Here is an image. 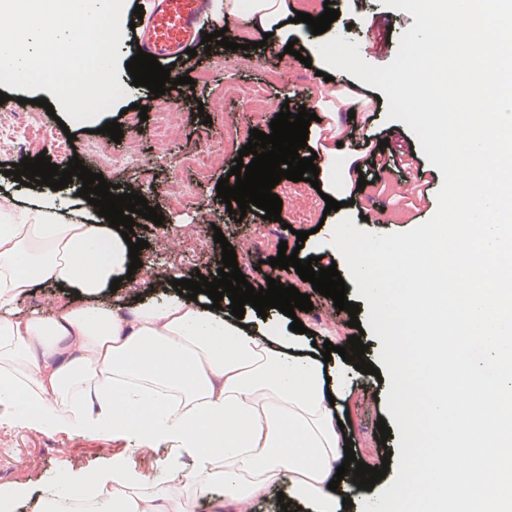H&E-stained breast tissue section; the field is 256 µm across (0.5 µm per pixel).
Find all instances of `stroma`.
I'll list each match as a JSON object with an SVG mask.
<instances>
[{
  "mask_svg": "<svg viewBox=\"0 0 512 512\" xmlns=\"http://www.w3.org/2000/svg\"><path fill=\"white\" fill-rule=\"evenodd\" d=\"M330 6L339 10L340 16L323 35L312 34L308 25L300 22L289 24L287 36L267 38L262 31L246 22L234 21L229 25L227 35L230 41L239 43V50H227L215 44L210 51H197L195 70L207 73L208 80L203 85L195 84L193 90L177 98L169 93L157 97L145 87L133 86L127 70H120L118 80L126 90L125 97L97 119L82 124L72 122L64 129L51 116H44L43 123L49 137L43 149L46 156L52 158L56 155V143L68 142L70 151L77 153L84 166L92 172L102 173L109 183L121 185L123 190L143 195L149 206L163 214L162 225L157 226L146 220L136 228L135 233L137 238L149 243L143 251L144 256L154 266L169 269L178 278L192 279L199 274L213 278L221 266L222 249L214 241L211 225L199 223L200 208L221 213L223 225L241 224L247 232L244 239L247 249L244 257L239 259L238 266L248 282L259 288L272 278L309 295L313 309L299 315L300 321L308 329L303 337L304 342L321 345L329 341L333 345L343 346L354 333L353 328L347 325V312L335 308L332 299L315 292L311 283L302 281L295 271L268 265V258L277 256V248L257 250L253 247L260 231H269L274 233L276 240L286 241L288 248L297 249L299 259L305 260L314 255L320 257L322 266H330L333 257L323 232L309 235L307 240L301 242L283 227L297 209L323 214L326 203L317 190L306 187L300 207H285L282 220L278 223L263 219L261 209L254 206L247 209L242 218L228 214L226 204L216 192L219 179L226 177L234 166L238 151L246 145L251 129L269 132L270 123L281 108H289L295 114L300 106L311 105L313 96L328 94L330 85L320 75L325 65L315 51L319 43L328 37L343 36L348 42L362 45L361 56L367 63L385 66L394 60L397 54L395 45L400 36L414 23L412 15L387 7L381 0H330ZM376 14L388 16L393 21L388 33L392 47L381 56L365 48L368 21ZM291 39L300 47L302 57H309V64H302L301 57L291 60L289 67H282L279 55ZM229 84L240 88L238 98L226 97L224 88ZM257 85L266 87L267 97L272 102L271 109L252 110L248 91ZM356 89L359 97L367 101L368 111L352 116L347 110H339L336 113L337 124L346 132L350 131L352 124L362 126L372 141L379 143L378 157L382 160L388 159L391 153L390 148L384 147V140L395 132L403 134L417 166L410 171L394 167L383 172L378 185L354 192V204L347 207L346 212L353 216L357 228L376 234L409 231L429 220L436 209L442 174L429 163L417 138L405 123L387 121V104L380 99V89L362 82L357 84ZM135 103L147 107L152 113L170 112L178 126L175 141L164 148L158 146L153 137L152 123L148 120L140 122L133 137L122 138L118 143L111 140L109 135L100 134V127L107 121L114 119L120 125H127L129 118L124 111ZM206 114L211 117L207 124L202 121ZM224 139L230 143L224 161L210 169L206 178L198 182L193 204L179 212L170 211L165 189L188 177L187 172L176 167V158ZM91 142L96 143L100 151L109 154L136 147L143 156L151 158L152 163L147 167L131 166L118 171L100 168L95 155L89 154L86 149ZM406 176L427 183V201L391 194V182ZM77 191L78 185L74 182L55 193L50 187H26L15 182L13 177L0 174V196H12L22 206L40 203L54 193L73 206L80 202ZM372 207L384 209L390 216L389 222L375 224L366 221L365 216ZM336 375L349 393L348 399L339 403L338 413L343 417L348 438L353 441L355 456L358 461L368 465L381 466L384 453L395 454L399 451V433L393 430L391 437L385 439L376 427L381 419L392 429L395 424L386 409L390 380L371 374L360 375L352 364L341 360L336 363ZM115 454L123 455L131 468L151 476L159 473L169 451L159 447L145 452L128 447L121 440L70 434L52 428L22 429L0 420V485L22 483L27 487L26 494L14 503L13 512H37V498L45 481L75 467L96 469Z\"/></svg>",
  "mask_w": 512,
  "mask_h": 512,
  "instance_id": "stroma-1",
  "label": "stroma"
}]
</instances>
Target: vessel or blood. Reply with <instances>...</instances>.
Segmentation results:
<instances>
[{"label":"vessel or blood","instance_id":"obj_1","mask_svg":"<svg viewBox=\"0 0 512 512\" xmlns=\"http://www.w3.org/2000/svg\"><path fill=\"white\" fill-rule=\"evenodd\" d=\"M216 5L217 0H154L153 9L144 16L139 27L141 49L155 55L162 63L190 64L189 50L201 43ZM389 25V18H372L368 29V45L372 52H385Z\"/></svg>","mask_w":512,"mask_h":512}]
</instances>
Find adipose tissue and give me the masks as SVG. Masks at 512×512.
I'll return each instance as SVG.
<instances>
[{"label":"adipose tissue","mask_w":512,"mask_h":512,"mask_svg":"<svg viewBox=\"0 0 512 512\" xmlns=\"http://www.w3.org/2000/svg\"><path fill=\"white\" fill-rule=\"evenodd\" d=\"M218 20L287 30L285 0H223ZM129 247L99 216L66 219L60 203L18 206L0 197V418L11 424L169 448L157 481L122 457L51 480L40 512H248L283 485L307 512H336L333 480L345 446L330 398L345 392L299 337L240 324L210 299L165 286L129 304L111 293ZM41 281L78 293L47 313L18 304ZM192 462L190 471L178 466Z\"/></svg>","instance_id":"adipose-tissue-1"}]
</instances>
